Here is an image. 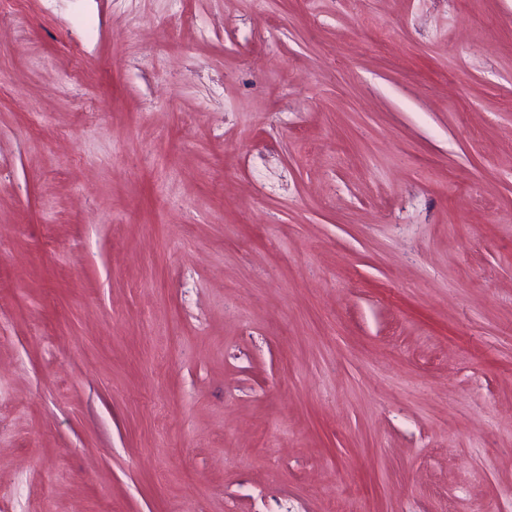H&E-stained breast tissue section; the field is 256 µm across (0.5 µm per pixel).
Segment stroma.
<instances>
[{
  "mask_svg": "<svg viewBox=\"0 0 512 512\" xmlns=\"http://www.w3.org/2000/svg\"><path fill=\"white\" fill-rule=\"evenodd\" d=\"M0 29V512H512V0Z\"/></svg>",
  "mask_w": 512,
  "mask_h": 512,
  "instance_id": "stroma-1",
  "label": "stroma"
}]
</instances>
